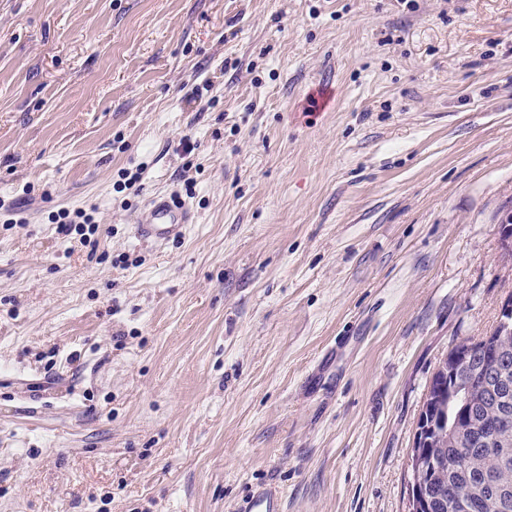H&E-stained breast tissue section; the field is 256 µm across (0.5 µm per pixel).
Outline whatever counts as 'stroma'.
Masks as SVG:
<instances>
[{"instance_id": "obj_1", "label": "stroma", "mask_w": 512, "mask_h": 512, "mask_svg": "<svg viewBox=\"0 0 512 512\" xmlns=\"http://www.w3.org/2000/svg\"><path fill=\"white\" fill-rule=\"evenodd\" d=\"M511 208L512 0H0V512H408ZM196 223L195 213L173 197H155L149 208L136 217L138 239L163 243L183 233L186 224ZM69 216V213L62 215V219H68L67 221L62 222V224H59L62 233L69 235L74 231L84 242H90L91 237L98 231V224H94L92 217L83 212L75 213L74 218H69ZM428 428L425 426V417L418 420L414 439V450L409 459V490L411 509L420 512L425 509L430 499V489L426 487L421 479L422 471L427 467V464L420 455L417 448H421L426 442V435ZM280 502L272 491H259L245 505L240 512H279Z\"/></svg>"}]
</instances>
